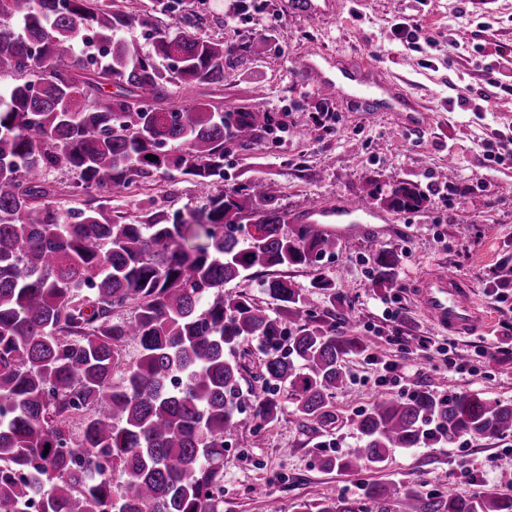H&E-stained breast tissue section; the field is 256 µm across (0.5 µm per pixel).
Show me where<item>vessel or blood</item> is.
Segmentation results:
<instances>
[{"label":"vessel or blood","instance_id":"obj_1","mask_svg":"<svg viewBox=\"0 0 512 512\" xmlns=\"http://www.w3.org/2000/svg\"><path fill=\"white\" fill-rule=\"evenodd\" d=\"M304 76L315 86L336 93L348 90L367 112H403L409 124L423 117L414 98L399 85L383 80L373 69L338 59L335 74L323 72L316 58L301 65ZM380 215L365 202L351 199L336 206L301 210L292 214L293 222L314 224L330 234H350L355 226L372 224ZM420 311L440 330L464 335L487 322L486 314L473 298L471 283L454 273L438 272L418 280L412 290Z\"/></svg>","mask_w":512,"mask_h":512}]
</instances>
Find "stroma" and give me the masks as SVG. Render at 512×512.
<instances>
[{
  "label": "stroma",
  "mask_w": 512,
  "mask_h": 512,
  "mask_svg": "<svg viewBox=\"0 0 512 512\" xmlns=\"http://www.w3.org/2000/svg\"><path fill=\"white\" fill-rule=\"evenodd\" d=\"M399 23L416 27L415 42L395 40ZM197 33L229 42L270 36L264 55L229 72L224 104L256 98L288 125L251 151H231L214 193L248 177L273 184L290 213L351 198L374 208L372 189L400 180L417 183L426 197L420 208L387 212L385 222L337 237L334 253L315 265L285 269L317 319L349 314L337 332L371 337L372 345L345 357L346 382L330 399L335 424L313 430L286 414L257 434L251 416L241 415L224 450L220 512H303L325 499L361 497L371 482L459 483L467 496L501 487L512 475V436L399 448L383 467L359 473L327 470L322 462L356 446L351 422L381 395L478 391L512 404V355L472 375L449 368L440 353L450 345L470 355L512 339V284L489 286L502 267H512V162L490 160L486 150L512 136V96L502 91L512 84V0H335L333 13L321 19L307 17L300 0H209ZM313 51L325 65L341 56L378 67L426 109L428 120L413 128L397 112L361 111L349 96L323 104L320 89L301 72ZM450 165L454 177L442 180ZM93 196L127 217L152 207L172 214L205 205L194 182L176 171L128 196L106 187ZM373 248L401 257L391 292L371 284ZM433 270L468 279L490 325L467 336L435 328L411 294L413 281ZM318 276L335 282V297L313 287ZM388 303L400 308L399 323L384 319ZM398 334L431 337L435 347L397 344Z\"/></svg>",
  "instance_id": "1"
}]
</instances>
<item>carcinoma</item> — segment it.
<instances>
[{
	"label": "carcinoma",
	"mask_w": 512,
	"mask_h": 512,
	"mask_svg": "<svg viewBox=\"0 0 512 512\" xmlns=\"http://www.w3.org/2000/svg\"><path fill=\"white\" fill-rule=\"evenodd\" d=\"M187 1L148 0L132 14L116 0H0V17L21 24L0 30V76L13 79L0 91V512H220L224 447L243 412L237 349L255 342L266 356L257 434L288 403L308 427L326 426L345 355L369 349L368 337L312 320L284 277L261 283L274 310L224 289L253 270L310 266L336 238L312 224L286 230L269 184L210 194L230 150H251L274 118L247 101L177 106L175 89L221 90L226 68L265 53L268 37L190 34ZM157 14L171 23L153 27L145 53L131 30ZM89 33L108 46L91 67L77 58ZM56 169L72 171L82 193L124 194L175 170L206 204L130 222L94 207L64 213L48 201ZM381 201L401 212L424 198L398 181ZM369 258L374 287H396L399 256ZM126 307L133 316L113 318ZM130 341L139 357L123 368ZM352 425L359 446L327 468L358 472L398 448L512 434V404L421 391L378 398ZM395 500L413 512H512V496L495 489L467 497L378 482L362 499L305 512H392Z\"/></svg>",
	"instance_id": "1"
}]
</instances>
